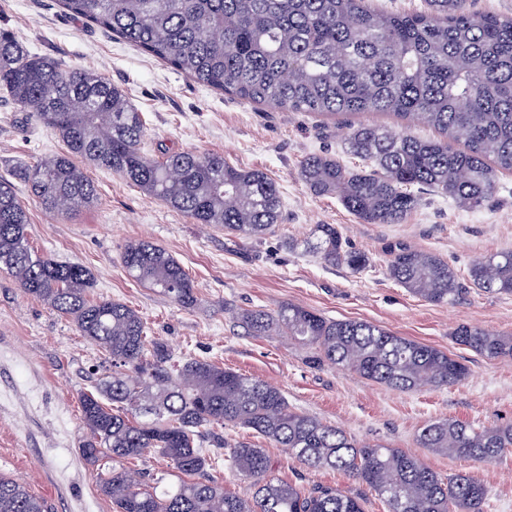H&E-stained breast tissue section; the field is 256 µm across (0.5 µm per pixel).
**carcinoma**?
<instances>
[{
    "instance_id": "1",
    "label": "carcinoma",
    "mask_w": 512,
    "mask_h": 512,
    "mask_svg": "<svg viewBox=\"0 0 512 512\" xmlns=\"http://www.w3.org/2000/svg\"><path fill=\"white\" fill-rule=\"evenodd\" d=\"M70 15L119 36L206 88L239 100L319 116L390 113L433 128L423 140L359 123L349 128L351 167L329 153L306 156L299 177L316 195L336 196L364 224H402L431 188L478 209L512 173V16L474 11L468 0H425L392 12L371 0H59ZM0 88L51 128L64 149L28 171L30 192L53 212L97 201L91 169L109 170L183 213L195 224L260 239L282 220L281 193L260 169H241L214 153L151 154L146 124L125 92L102 75L35 56L0 28ZM28 213L0 179V268L23 292L70 317L112 362V376L81 401L90 440L82 457L112 460L99 488L116 512H364L359 496L336 487L304 489L271 477L261 448H230L234 471L253 479L249 498L224 492L210 476L227 444L214 428L232 424L283 448L311 469L330 468L367 485L389 512H484L488 491L470 474L443 479L414 456L382 444L357 445L339 428L298 412L275 386L205 360L175 363L141 315L93 299L83 266L33 249ZM307 246L324 263L357 272L368 256L336 226L319 224ZM121 261L141 283L187 308L194 281L149 240L125 245ZM388 276L440 303L458 292L457 275L435 253L390 252ZM471 283L512 293V252L475 261ZM249 336L285 334L310 349L308 363L352 371L409 391L455 383L465 367L448 353L373 324L330 320L293 305L245 310ZM457 343L488 357H512V336L460 325ZM423 448L478 464L512 451V423L475 428L455 419L427 424ZM215 451H204V445ZM152 453L182 478L160 489L133 480L130 460ZM0 512H50L18 481L0 476Z\"/></svg>"
}]
</instances>
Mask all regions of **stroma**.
I'll use <instances>...</instances> for the list:
<instances>
[{
  "label": "stroma",
  "mask_w": 512,
  "mask_h": 512,
  "mask_svg": "<svg viewBox=\"0 0 512 512\" xmlns=\"http://www.w3.org/2000/svg\"><path fill=\"white\" fill-rule=\"evenodd\" d=\"M0 27L31 53L67 67L102 73L142 112L148 146L217 152L230 164L265 171L278 185L283 221L254 240L193 224L181 212L131 186L115 173L91 170L98 192L88 209L61 214L32 199L25 175L44 155L62 151L55 133L0 90V177L11 181L29 214L28 238L58 261L93 274L94 297L139 311L150 333L180 359L206 360L278 386L289 406L341 428L360 444L382 443L415 455L441 476L474 474L487 488L484 512H512V453L488 463L419 447L428 423L457 419L476 425L512 422V358H487L456 343L462 324L512 334V294L474 287L471 264L512 251V174L483 208L459 207L425 192L401 224H364L334 196L313 194L298 175L308 155H346L339 119L281 112L206 89L123 39L65 14L57 0H0ZM333 224L370 258L358 272L325 264L306 242L316 225ZM148 239L189 273L197 303L183 308L137 282L120 254ZM410 246L448 261L460 288L432 303L386 273L391 249ZM291 303L335 320H360L434 346L465 364L468 376L451 385L396 391L340 367L308 364V350L288 336H249L236 313L277 311ZM102 351L81 336L73 320L25 295L0 270V475L16 479L55 512H114L98 489L108 461L87 463L80 449L89 437L80 399L111 372ZM228 444L263 448L273 474L303 487L334 486L360 495L365 512L388 507L358 480L331 469L309 470L251 431L224 426Z\"/></svg>",
  "instance_id": "1"
}]
</instances>
